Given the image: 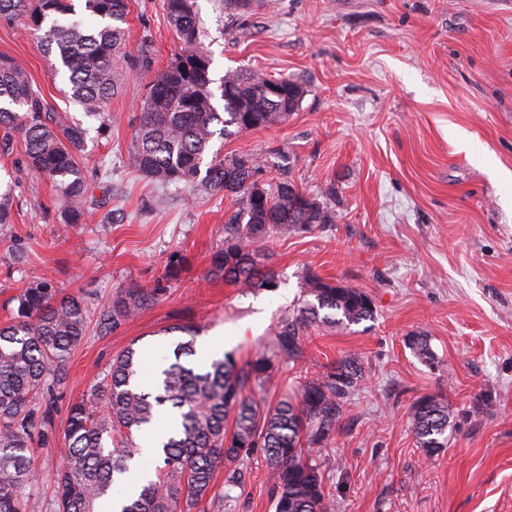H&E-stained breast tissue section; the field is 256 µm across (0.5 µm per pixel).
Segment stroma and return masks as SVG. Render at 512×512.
<instances>
[{
  "instance_id": "35a3bbf8",
  "label": "stroma",
  "mask_w": 512,
  "mask_h": 512,
  "mask_svg": "<svg viewBox=\"0 0 512 512\" xmlns=\"http://www.w3.org/2000/svg\"><path fill=\"white\" fill-rule=\"evenodd\" d=\"M214 80L247 68L302 81L286 123L214 139L224 158L279 151L306 193L335 187L334 223L276 234L265 246L276 285L253 292L211 272L234 197L203 187H157L124 161L155 76L184 51L163 0H127L126 52L149 42L152 64L125 65L124 86L101 118L65 97L51 57L17 21L0 17V55L23 68L56 113L94 127L83 163L90 184L82 224L62 223L54 185L32 171L20 140L0 149V193L14 221L0 224V324L32 276L95 310L120 289L159 288L156 301L110 335L88 332L50 405H37L31 450L38 512H56V473L68 453L69 408L97 404L113 358L143 350L153 379L177 325L198 327L212 357L269 349L302 276L362 289L372 320L312 330L303 353L277 362L267 403L343 356L358 355L362 389L331 441L314 449L335 512H512V0H196ZM181 262L165 280L169 261ZM424 336L436 366L408 345ZM438 395L454 417L447 448L425 457L411 404ZM232 502L216 472L192 512H273L262 455Z\"/></svg>"
}]
</instances>
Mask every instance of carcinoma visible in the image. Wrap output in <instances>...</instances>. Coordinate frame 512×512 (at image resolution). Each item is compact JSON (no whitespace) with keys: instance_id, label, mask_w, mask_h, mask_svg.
I'll list each match as a JSON object with an SVG mask.
<instances>
[{"instance_id":"carcinoma-1","label":"carcinoma","mask_w":512,"mask_h":512,"mask_svg":"<svg viewBox=\"0 0 512 512\" xmlns=\"http://www.w3.org/2000/svg\"><path fill=\"white\" fill-rule=\"evenodd\" d=\"M195 0H164L169 24L185 51L156 76L141 105L127 165L150 182L204 186L240 200L224 224V242L211 259L212 272L247 291L274 287L275 274L262 262V245L271 236L332 224L328 206L301 191L283 171L258 186L256 171L269 167L250 153L205 161L214 138L285 123L299 109L304 84L286 77L253 72L224 74L220 94L211 89V59L199 49L201 22ZM0 16L21 21L22 28L55 58L54 74L67 80L68 97L88 117H96L122 86L118 65L126 42V0H84L78 13L72 0H0ZM286 85L288 95L272 100L265 87ZM224 101L218 111L215 98ZM89 129L55 113L26 71L0 56V140L19 138L28 164L55 186L63 206L60 219H87V192L80 152ZM304 298L278 322L272 356L262 353L238 362L226 353L201 366L196 333L174 345L173 359L151 388L139 385L142 352L129 348L112 361L103 387L104 408L79 402L67 420L66 464L58 473V512H98L109 497L114 477L125 474L139 450L134 435L171 421L160 449L162 466L123 501L121 512H190L210 491L214 472L224 466L225 500L242 484L243 469L260 452L273 489L274 512H332L311 448L333 436L343 406L363 385L362 361L348 355L306 380L296 400L261 406L253 391L272 378V358L290 360L303 339L319 326L348 327L374 318L364 291L303 275ZM155 288H125L98 312L75 296H66L40 277L14 298L11 321L0 326V512H35L23 488L35 482L29 457L36 421V401L53 395L65 366L90 327L100 335L117 330L155 299ZM410 346L426 364H435L427 338L414 336ZM417 447L427 457L447 447L451 429L448 402L427 395L410 407ZM112 433V447L103 435Z\"/></svg>"}]
</instances>
